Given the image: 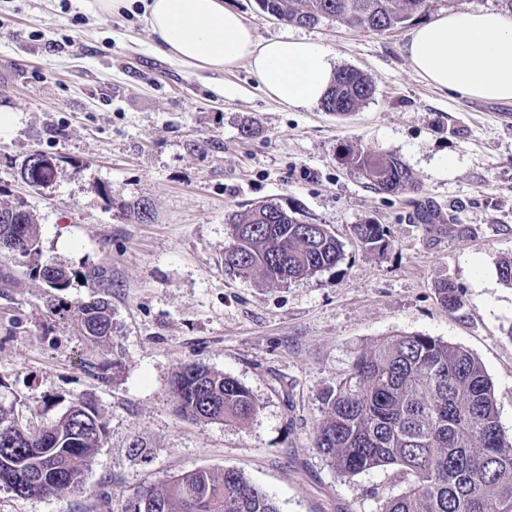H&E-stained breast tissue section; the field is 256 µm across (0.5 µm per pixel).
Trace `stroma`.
I'll return each mask as SVG.
<instances>
[{
    "mask_svg": "<svg viewBox=\"0 0 512 512\" xmlns=\"http://www.w3.org/2000/svg\"><path fill=\"white\" fill-rule=\"evenodd\" d=\"M263 39L305 37L375 92L345 117L291 109L247 66L191 68L154 50L142 0L109 15L96 0H0V200H24L42 227L40 263L106 266L114 333L94 346L52 316L27 268L0 261V401L29 426L92 401L106 434L85 491L20 498L0 512H121L147 485L183 471L234 468L279 512H381L404 486L393 467L339 477L313 446L328 393L361 350L397 334L457 345L484 365L512 434V102L463 100L412 69L403 28L386 35L332 18L288 24L257 0H224ZM254 123L256 136L242 134ZM397 156L419 188H366L343 147ZM35 152L56 173L33 188ZM289 200L344 245L336 268L277 284L222 263L228 224L246 205ZM150 203L153 218L133 208ZM382 225L371 252L353 225ZM452 283L455 308L438 300ZM200 362L237 379L259 409L244 425L182 418L171 381ZM142 443L133 454V443Z\"/></svg>",
    "mask_w": 512,
    "mask_h": 512,
    "instance_id": "35a3bbf8",
    "label": "stroma"
}]
</instances>
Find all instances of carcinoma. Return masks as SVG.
<instances>
[{
  "mask_svg": "<svg viewBox=\"0 0 512 512\" xmlns=\"http://www.w3.org/2000/svg\"><path fill=\"white\" fill-rule=\"evenodd\" d=\"M261 10L286 23L312 26L335 18L380 35L426 15L434 0H258ZM375 91L362 72L338 70L321 108L345 117ZM343 156L382 193L418 189L402 161L388 153L351 148ZM55 175L43 161L29 183ZM372 251L389 241L380 224L353 225ZM0 258L27 264L40 255L41 225L22 201L0 203ZM342 242L330 225L315 228L293 204L262 202L237 214L224 243V269L242 279L286 284L311 278L343 261ZM30 273L50 290L48 310L73 322L76 333L98 345L113 332L108 300H71L76 274L61 263L35 265ZM442 306L460 299L446 282ZM179 411L206 422L244 425L257 413L251 392L238 380L200 362L184 365L172 380ZM105 434V424L84 399L39 427L22 425L13 406L0 402V487L29 481L32 496L84 491L81 475ZM314 447L341 477L393 466L408 477L381 512H512V436L503 430L492 384L481 362L438 337L396 335L361 351L348 376L329 393L314 433ZM122 512H279L269 494L241 472L206 468L184 471L160 487L144 486Z\"/></svg>",
  "mask_w": 512,
  "mask_h": 512,
  "instance_id": "cac0c4a2",
  "label": "carcinoma"
}]
</instances>
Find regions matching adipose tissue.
I'll use <instances>...</instances> for the list:
<instances>
[{
	"instance_id": "ef3b65f1",
	"label": "adipose tissue",
	"mask_w": 512,
	"mask_h": 512,
	"mask_svg": "<svg viewBox=\"0 0 512 512\" xmlns=\"http://www.w3.org/2000/svg\"><path fill=\"white\" fill-rule=\"evenodd\" d=\"M147 22L164 56L195 70L248 66L265 93L290 108L321 101L335 75L331 52L304 37H257L224 0H148ZM427 83L466 98L512 102V15L454 11L415 28L404 46Z\"/></svg>"
}]
</instances>
